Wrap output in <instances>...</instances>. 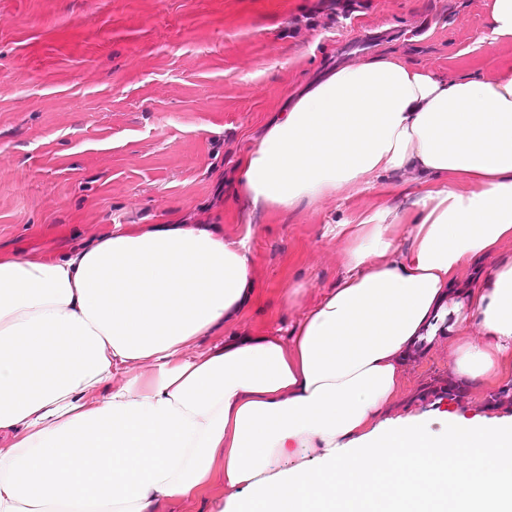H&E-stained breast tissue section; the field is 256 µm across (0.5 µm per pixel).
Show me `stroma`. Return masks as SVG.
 Instances as JSON below:
<instances>
[{
	"label": "stroma",
	"instance_id": "stroma-1",
	"mask_svg": "<svg viewBox=\"0 0 512 512\" xmlns=\"http://www.w3.org/2000/svg\"><path fill=\"white\" fill-rule=\"evenodd\" d=\"M490 0H0V256L52 255L116 224L251 230L257 294L205 345L288 334L342 274L328 225L396 204L369 192L251 213L237 159L324 69L392 50L445 81L512 65V39L479 51ZM453 348L408 369L398 396L443 386ZM492 380L459 401L482 418Z\"/></svg>",
	"mask_w": 512,
	"mask_h": 512
}]
</instances>
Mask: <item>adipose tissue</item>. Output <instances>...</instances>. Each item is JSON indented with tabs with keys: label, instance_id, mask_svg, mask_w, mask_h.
Listing matches in <instances>:
<instances>
[{
	"label": "adipose tissue",
	"instance_id": "ef3b65f1",
	"mask_svg": "<svg viewBox=\"0 0 512 512\" xmlns=\"http://www.w3.org/2000/svg\"><path fill=\"white\" fill-rule=\"evenodd\" d=\"M236 181L256 212L400 186L405 203L336 224L344 272L289 336L202 351L256 291L249 236L116 224L0 258V512H159L218 472V512H512V417L436 433L394 409L440 335L459 339L450 386L512 374V66L325 70Z\"/></svg>",
	"mask_w": 512,
	"mask_h": 512
}]
</instances>
